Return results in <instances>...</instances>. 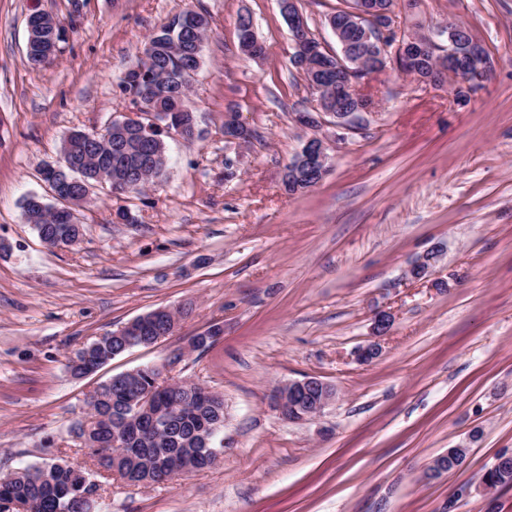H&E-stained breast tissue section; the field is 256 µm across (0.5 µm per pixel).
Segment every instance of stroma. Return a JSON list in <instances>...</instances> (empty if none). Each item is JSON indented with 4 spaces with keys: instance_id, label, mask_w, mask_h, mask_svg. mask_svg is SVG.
<instances>
[{
    "instance_id": "1",
    "label": "stroma",
    "mask_w": 512,
    "mask_h": 512,
    "mask_svg": "<svg viewBox=\"0 0 512 512\" xmlns=\"http://www.w3.org/2000/svg\"><path fill=\"white\" fill-rule=\"evenodd\" d=\"M295 4L337 49L326 20L343 0ZM187 9L210 25L189 92L199 138L167 137V171L146 193L96 189L82 242L47 247L23 198L47 195L40 170L70 131L131 109L124 74ZM35 11L67 26L44 67L26 57ZM243 16L261 57L240 50ZM391 16L443 48L436 30L465 26L490 80L460 104L392 65L371 75L360 90L374 109L321 128L329 172L291 195L282 175L311 135L298 117L313 95L279 0H0V473L57 457L98 382L172 360V377L224 396L221 460L175 484L104 481L96 512H512V488L492 498L481 484L512 452V0H394ZM233 110L250 145L224 137ZM433 248V274L408 279ZM159 307L181 311L176 334L94 375L67 371L76 349ZM378 310L393 326L376 338ZM215 323L221 339L190 351ZM373 341L379 357L357 363ZM307 376L334 396L314 419L285 420L269 392ZM463 443L462 466L423 480Z\"/></svg>"
}]
</instances>
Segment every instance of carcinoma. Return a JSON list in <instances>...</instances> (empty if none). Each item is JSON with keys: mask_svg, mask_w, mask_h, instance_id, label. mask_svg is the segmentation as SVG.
Instances as JSON below:
<instances>
[{"mask_svg": "<svg viewBox=\"0 0 512 512\" xmlns=\"http://www.w3.org/2000/svg\"><path fill=\"white\" fill-rule=\"evenodd\" d=\"M357 6V0H351L331 15L345 27L349 60L364 48L360 37L348 28ZM208 27L205 13L187 10L149 36L143 48L149 60H140L122 80L132 105H142L141 125L70 132L62 149L67 151L66 162L80 176L92 182L99 172L107 171L115 180L128 181L130 191L141 193L146 183L152 184L164 174L168 165L164 132L155 130L148 135L144 127L151 125L155 113L166 112L170 114L168 130L184 139L193 138L196 117L179 96L190 89V63H202L197 44L204 40ZM455 28L450 24L444 30L448 51L464 59L475 52L488 58L485 48L470 34L454 35ZM411 73L435 80L440 77L429 53L413 64ZM22 209L26 222L50 246L75 245L82 240L83 225L70 221L72 207L52 205L41 196L30 195ZM171 322L172 316L166 313L138 316L74 352L67 369L75 378L95 373L131 348L157 343ZM148 390L154 391V403L147 408L141 400ZM223 429V395L200 388L194 381L178 380L168 388L146 367L138 370L136 377L126 372L98 384L86 416L72 422L68 433L120 480L148 486L158 482L159 466L165 463L189 465L195 471L210 467L213 459L197 450L203 439L213 442ZM83 476L82 463L63 455L50 463L19 468L0 478V512H16V505L32 502L38 504L37 512H89L85 503L88 497L97 495L98 485L83 480ZM489 480L496 489L512 488V463L492 468Z\"/></svg>", "mask_w": 512, "mask_h": 512, "instance_id": "carcinoma-1", "label": "carcinoma"}]
</instances>
